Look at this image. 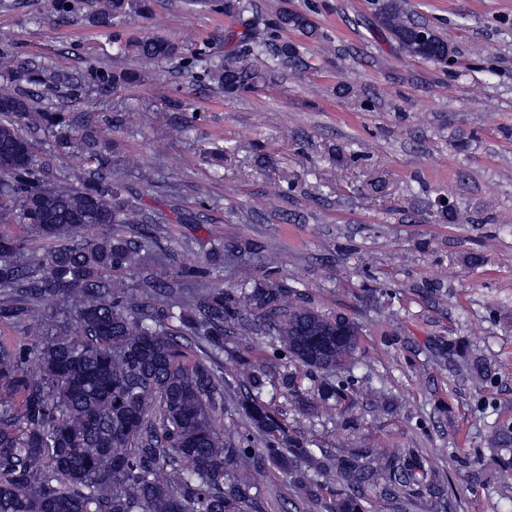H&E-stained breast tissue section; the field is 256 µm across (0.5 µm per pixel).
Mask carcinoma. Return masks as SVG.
<instances>
[{"mask_svg":"<svg viewBox=\"0 0 512 512\" xmlns=\"http://www.w3.org/2000/svg\"><path fill=\"white\" fill-rule=\"evenodd\" d=\"M242 21L244 31L222 59L153 34L118 53L199 68L234 95L274 80L299 61L281 32L316 35L312 9L272 19L256 0H187ZM152 18V0H95L92 21L115 26L130 12ZM380 19L406 55L451 64L447 36L404 19L385 0ZM269 56L255 69L251 59ZM52 79L71 77L70 57ZM140 80L114 70L103 84ZM41 71L0 52V325L33 324L27 342L0 343V512H262L254 490L275 471L297 512H368L369 492L401 493L410 504L437 494L427 459L389 442L343 445L336 453L296 439L264 400L280 388L311 416L331 415L359 389L347 378L304 392L292 372L243 361L235 374L220 364L240 336H269L274 353L309 372L338 371L358 348L360 326L310 307L287 283H251L248 251L232 239L216 248L240 275L234 288L198 272L190 283L162 280L139 264L158 245L162 217L128 192L98 150L91 116L37 104ZM59 129V149L84 167L76 185L46 176L36 137ZM141 280L134 288L122 276ZM203 355L190 354L192 346ZM235 403L239 419L217 412Z\"/></svg>","mask_w":512,"mask_h":512,"instance_id":"cac0c4a2","label":"carcinoma"}]
</instances>
